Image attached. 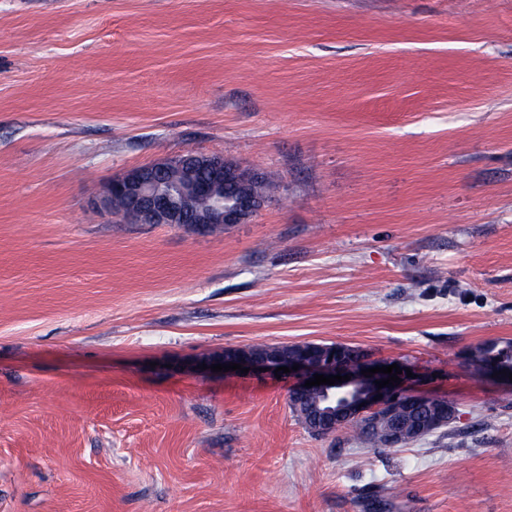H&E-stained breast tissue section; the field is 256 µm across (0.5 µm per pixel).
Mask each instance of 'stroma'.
Instances as JSON below:
<instances>
[{"mask_svg": "<svg viewBox=\"0 0 512 512\" xmlns=\"http://www.w3.org/2000/svg\"><path fill=\"white\" fill-rule=\"evenodd\" d=\"M223 154L198 233L95 207ZM399 359L456 417L312 435L254 343ZM512 0H0V512H512ZM180 161L183 165L200 170V179L180 186L176 191H162L157 187L168 164ZM255 173L239 165L225 163L223 154H198L186 152L160 161L129 169L107 185L97 204L112 211L125 205L122 199L130 201L126 211H120L126 219L136 224H169L196 232H212L226 224H241L254 216L263 206L265 198L271 196L275 186ZM231 181L236 184L238 199L232 206L226 203L236 200L235 188L224 183V196L212 195L210 208L194 211L190 208L192 199L211 193L214 183ZM260 181V182H257ZM254 185L253 194L251 187ZM496 356L505 363H492L485 365L482 370L483 375L490 376L494 375V372L498 373L499 379L509 380L508 372L512 373V342H506L504 344L499 343H485L475 346L471 351V364L474 365L478 370L483 362L488 361L489 358ZM510 363L511 365H509ZM505 370L507 374H499V371ZM346 426L351 429V436L354 440L367 444L371 448H378L383 452H395L401 447L396 446L387 438L386 428L388 424L383 419L374 421L371 426L358 421L349 422Z\"/></svg>", "mask_w": 512, "mask_h": 512, "instance_id": "obj_1", "label": "stroma"}]
</instances>
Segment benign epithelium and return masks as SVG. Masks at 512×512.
Here are the masks:
<instances>
[{
  "instance_id": "1",
  "label": "benign epithelium",
  "mask_w": 512,
  "mask_h": 512,
  "mask_svg": "<svg viewBox=\"0 0 512 512\" xmlns=\"http://www.w3.org/2000/svg\"><path fill=\"white\" fill-rule=\"evenodd\" d=\"M177 161L202 171L203 175L175 191L159 189L157 183L168 165ZM259 180V175L226 163L222 154L186 152L119 174L107 185L97 204L110 210L113 199L124 198L130 201L131 206L123 215L136 224H169L196 232H211L226 224H241L261 209L265 199L255 196L251 190L252 185ZM220 181L236 184L238 199L233 205H224V197L214 195L209 209L194 211L190 208L192 199L210 193L213 184ZM230 362L239 363L251 372L266 368L270 374L275 373L278 367L291 368L295 364L299 365L298 370L286 374L288 378H295L290 395L300 396L313 392L323 397L325 407L319 411L318 421L325 433L336 430L350 420L376 414L388 416L402 401L416 405L439 401L437 397L414 393L408 389L409 378L404 373L407 369L405 363L394 359L374 360L368 357L353 362L350 360L347 345L341 343L311 342L309 347L296 352H290L281 346L265 357H257L245 348L226 349L194 359L191 367L195 370L202 363L210 366ZM394 363L403 370L400 374L402 382L399 385L380 389L376 386V381L386 379L388 375L376 373L366 377L361 374L365 369ZM316 374H347L351 376V380L334 385L305 387L306 380Z\"/></svg>"
}]
</instances>
